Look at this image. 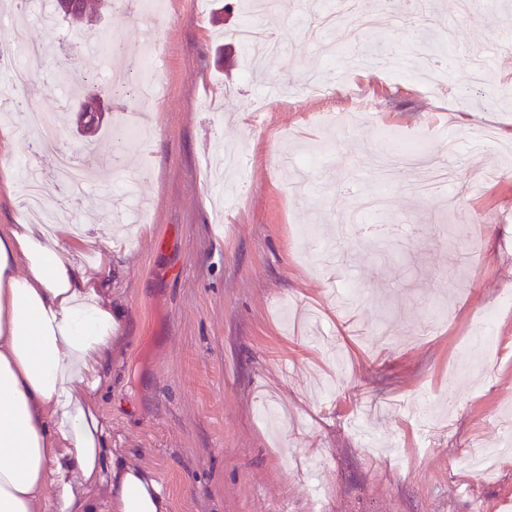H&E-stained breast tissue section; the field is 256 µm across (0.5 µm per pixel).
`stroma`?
<instances>
[{"label":"stroma","instance_id":"obj_1","mask_svg":"<svg viewBox=\"0 0 512 512\" xmlns=\"http://www.w3.org/2000/svg\"><path fill=\"white\" fill-rule=\"evenodd\" d=\"M243 3L106 5L51 28L0 11V53L20 25L49 48L24 107H0V225L26 167L56 169L24 108L61 95L74 113L88 88L110 150L136 89L115 92L104 48L161 49L152 136L55 209L112 245L107 458L148 473L168 512H512V461L468 465L512 406V309L497 355L468 343L512 289V0L397 10L382 62L343 21L335 54L308 40L334 0H277L258 23L285 50L248 80ZM392 137L449 168L445 191L389 163ZM425 397L422 423L408 406Z\"/></svg>","mask_w":512,"mask_h":512}]
</instances>
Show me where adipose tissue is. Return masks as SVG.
I'll list each match as a JSON object with an SVG mask.
<instances>
[{"mask_svg": "<svg viewBox=\"0 0 512 512\" xmlns=\"http://www.w3.org/2000/svg\"><path fill=\"white\" fill-rule=\"evenodd\" d=\"M91 238L21 216L0 226V512H167L161 488L107 462L93 399L120 331L112 264Z\"/></svg>", "mask_w": 512, "mask_h": 512, "instance_id": "ef3b65f1", "label": "adipose tissue"}]
</instances>
